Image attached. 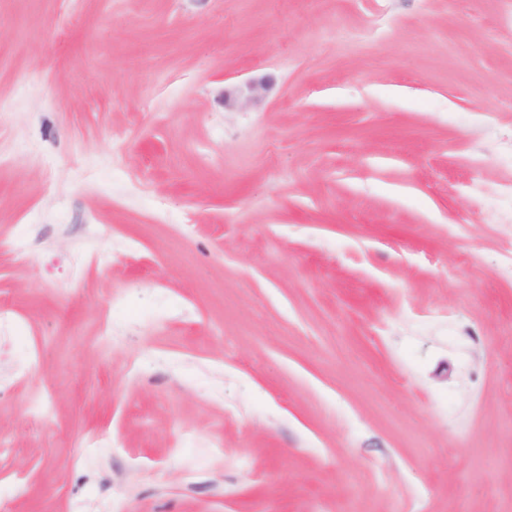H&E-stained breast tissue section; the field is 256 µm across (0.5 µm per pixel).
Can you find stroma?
<instances>
[{
  "label": "stroma",
  "mask_w": 512,
  "mask_h": 512,
  "mask_svg": "<svg viewBox=\"0 0 512 512\" xmlns=\"http://www.w3.org/2000/svg\"><path fill=\"white\" fill-rule=\"evenodd\" d=\"M0 156V512H512V0H0ZM270 84L264 80H250L242 85L224 91V108L237 109L262 100Z\"/></svg>",
  "instance_id": "stroma-1"
}]
</instances>
